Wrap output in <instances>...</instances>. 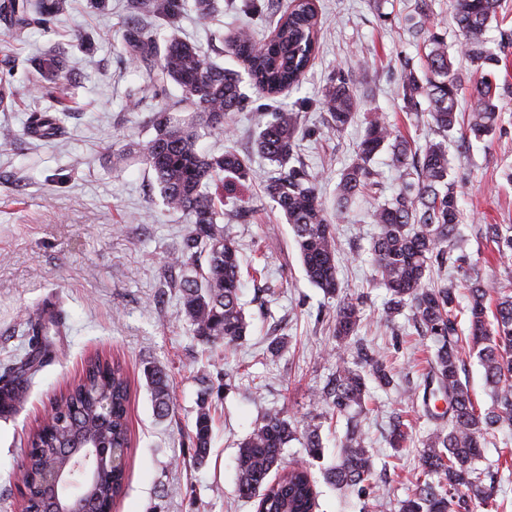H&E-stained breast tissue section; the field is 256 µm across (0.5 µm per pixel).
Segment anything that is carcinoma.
<instances>
[{
    "mask_svg": "<svg viewBox=\"0 0 512 512\" xmlns=\"http://www.w3.org/2000/svg\"><path fill=\"white\" fill-rule=\"evenodd\" d=\"M138 16L161 22L168 38L160 45L144 27L132 22L123 34L120 52L142 68L147 90L165 98L169 84L181 89L183 101L194 111L190 121L176 120L167 108L154 114L156 135L139 150V160L151 169L166 205L181 213L189 231L172 253L171 263L188 275L180 282L182 313L192 334L208 347L233 349L246 336L248 323L240 302L243 285L239 247L224 226V195L211 193L213 184L224 180L245 181L253 177L249 161L235 151L220 154L199 146L196 121L214 131L228 128L233 113L246 107L239 74L206 61L197 45L182 36L180 26L186 0H130ZM70 0H0V21L8 35L21 39L35 25L50 26L65 15ZM452 20L459 36V54L477 76L465 84L455 70V56L448 52L444 34L424 29L428 0H418L411 17L412 32L424 37V63L416 71L401 65L402 97L412 111L427 103L426 112L440 140H430L417 149L397 126L375 116L368 122L355 158L337 185L336 212L329 214L317 182L297 165V119L292 112H274L260 130L255 149L276 165L264 182V193L275 203L294 232V243L305 273L316 287L339 296L336 276V237L333 223L347 218L350 206L373 192L377 173L373 158L389 153L392 166L401 173V188L392 198L377 202L372 222L378 232L371 241V255L378 280L390 292L381 322L391 327L395 315L408 311V323L419 336L432 342L428 348L423 383L410 387L407 398L422 399L432 422L420 458L418 476L407 496L397 502L398 512H471L475 502L494 501L504 473H512V449L502 452L496 466H481L488 436L512 429V279L490 288L477 264L459 250L457 236L462 221L458 185L451 174L448 135L458 123L460 99L471 94L462 137L482 140L492 136L501 120L500 94L489 80L500 55L487 47L486 32L497 17L501 0H452ZM320 19L313 0H292V6L276 19L273 35L261 42L244 28L225 38V44L240 61L252 85L265 97L275 99L303 83L315 58ZM10 54L0 57V108L16 103L18 92L4 78L15 68ZM28 82L53 103L58 112L47 116L31 113L25 135L53 138L62 133V119L70 110L72 72L55 50L28 59ZM327 128L339 132L355 118L360 100L354 81L338 75L322 92ZM475 236L489 245L496 262H512V225L481 224ZM466 306L459 307V298ZM466 317V328L458 315ZM362 319L361 302L340 296L334 317L337 347H345L357 336ZM27 335L31 350L10 368V379L0 386V417L14 414L22 404L32 378L47 362L53 347L51 336L60 335L59 323L43 311L29 318ZM483 368L491 404L480 408L470 393L466 360ZM381 387L394 384L392 367L385 354L357 348V361L339 359L327 383L316 392L317 402L332 415L346 418L336 463L325 472L327 482L339 489L373 497L385 506L388 490L372 483L373 456L358 422L367 409L368 381ZM155 412L165 417L173 411L174 399L168 375L161 368L147 374ZM130 386L119 363L90 361L82 376L60 399L61 423L44 424L31 436L22 464L24 497L21 512L47 507L48 491L42 487L45 471L62 458L59 436L69 432L83 440H94L110 450L129 444L128 403ZM111 402L112 412L101 415V401ZM201 406L190 435L196 460L206 457L212 436V417L207 402ZM442 401L443 411L430 409ZM390 444L399 452L409 440L402 416L391 423ZM293 440L303 441L311 459L323 456L320 425H299L279 410L267 411L241 443L237 457L236 490L244 498H258L265 512H315L318 491L306 462L284 464L283 450ZM274 479H269L271 472ZM125 472L101 471L94 491L93 507L104 512L122 496Z\"/></svg>",
    "mask_w": 512,
    "mask_h": 512,
    "instance_id": "1",
    "label": "carcinoma"
}]
</instances>
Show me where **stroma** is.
Segmentation results:
<instances>
[{
  "mask_svg": "<svg viewBox=\"0 0 512 512\" xmlns=\"http://www.w3.org/2000/svg\"><path fill=\"white\" fill-rule=\"evenodd\" d=\"M106 3L95 9L89 0H75L53 31L36 26L19 41L8 38L0 23V49L16 57L13 81L22 97L18 110L0 111V126L20 133L12 148L0 149V377L27 351L26 322L36 310L64 324L26 401L13 417L0 419V512H21L18 477L28 437L96 356L121 362L130 384L126 487L112 512H256L255 501L235 491L236 456L270 409L302 424L321 419L323 458L308 460L297 440L283 452L286 462L309 461L319 492L317 512H379L373 500L340 492L324 478L345 432L344 423L326 419L314 399L336 370V300L309 283L291 226L264 194L262 182L274 166L255 152L253 142L269 118L266 98L248 89L249 104L234 114L229 131L199 130L204 150L232 149L251 159L253 180L224 193V222L245 261L267 271L261 283H244L248 333L242 343L206 349L181 315L182 270L168 262L188 231L184 216L165 205L154 173L141 162L129 161L120 170L112 166L114 151L137 150L155 136L151 115L164 100L144 90L138 71L118 50L129 0ZM414 4L315 0L322 20L319 51L302 85L277 105L298 118L300 160L317 177L326 205H333L340 175L352 163L371 115L396 123L416 146L436 137L424 115L406 109L398 80L404 60L421 54L406 27ZM77 30L91 35V48L73 42ZM50 47L65 53L80 106L65 118L64 136L40 141L24 129L30 112L44 109L47 101L28 86L24 69L27 59ZM505 53L506 65L496 73L503 108L496 133L465 147L458 134L448 138L452 174L461 185L463 248L481 262L485 281L494 287L506 274L488 261L484 243L470 228L512 224V182L502 176L512 168V47ZM341 72L358 76L361 105L352 124L332 133L321 91ZM335 229L340 287L362 301L358 336L384 351L394 368V386L369 383L362 429L374 482L387 484L401 499L412 487L431 426L423 406L405 394L425 367L423 339L405 316L392 329L377 321L389 293L375 278L370 243L376 226L368 199L357 200ZM274 337L285 342L276 355L267 351ZM150 366L169 377L175 410L164 418L153 410L145 376ZM206 387L212 444L200 464L190 434ZM396 412L411 425L410 443L399 454L388 443L389 417Z\"/></svg>",
  "mask_w": 512,
  "mask_h": 512,
  "instance_id": "obj_1",
  "label": "stroma"
}]
</instances>
